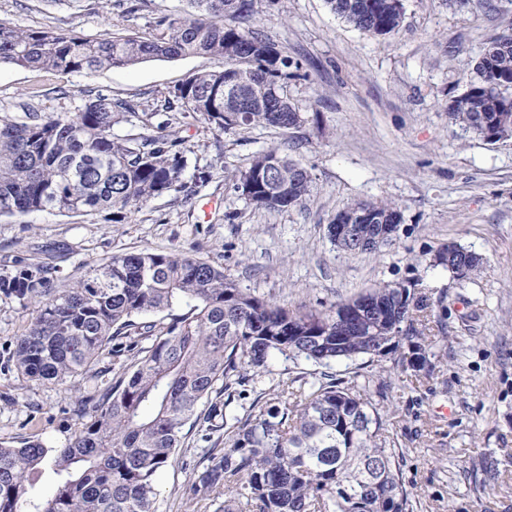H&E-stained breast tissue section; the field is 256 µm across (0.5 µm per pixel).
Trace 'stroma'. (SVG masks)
<instances>
[{"label":"stroma","mask_w":512,"mask_h":512,"mask_svg":"<svg viewBox=\"0 0 512 512\" xmlns=\"http://www.w3.org/2000/svg\"><path fill=\"white\" fill-rule=\"evenodd\" d=\"M404 0L398 31L366 34L325 0H254V25L297 62L288 91L304 117L288 130L219 132L190 120L183 135V188L151 199L125 223L97 213L56 210L0 215V266L23 260L55 267L71 282L112 256L172 252L224 270L244 291L291 309L321 312L379 285L412 281L427 296L441 341L429 349L431 378L410 382L395 352L328 368V375L376 390L394 434L411 512H512V481L480 486L478 462L512 472V139L495 143L454 124L448 103L474 76L481 50L512 32V0ZM186 0H0V19L32 30L94 39L149 35L156 19L187 10ZM224 67L198 55L150 60L91 74L45 73L0 63V113L74 112L81 90L141 102L142 116L117 134L154 133L167 120L164 95L194 74ZM277 147L311 177L307 200L258 209L234 187L252 156ZM209 179L201 183L198 172ZM391 201L402 220L390 244L349 254L327 226L356 201ZM449 244L479 255V274L454 279L437 257ZM31 307L0 297V443L37 439L60 448L74 436V408L96 385L93 372L38 384L10 353ZM319 367L282 354L266 373L235 387L231 411L246 420L279 385L313 382ZM230 444L188 429L156 478V512H219L220 499L193 498V465Z\"/></svg>","instance_id":"35a3bbf8"}]
</instances>
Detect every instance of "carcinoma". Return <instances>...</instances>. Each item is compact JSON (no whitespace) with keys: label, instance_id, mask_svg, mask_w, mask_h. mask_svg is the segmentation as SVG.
I'll return each instance as SVG.
<instances>
[{"label":"carcinoma","instance_id":"cac0c4a2","mask_svg":"<svg viewBox=\"0 0 512 512\" xmlns=\"http://www.w3.org/2000/svg\"><path fill=\"white\" fill-rule=\"evenodd\" d=\"M191 10L163 16L148 37L86 39L62 30H25L0 21V62L46 72H85L151 59L219 56L224 69L196 74L171 92L183 112L212 129H290L304 118L288 96L291 61L260 30L248 26L254 0H188ZM358 30L399 29L403 0H327ZM135 106L97 94L69 112L0 116V214L54 210L97 212L121 224L132 210L176 189L187 159L178 122L156 133L112 134ZM450 119L482 138L512 136V34L485 47L475 76L448 104ZM311 178L277 148L254 155L237 188L257 208L283 210L306 201ZM371 209L378 224H398L391 202H358L344 222ZM460 248L438 261L462 281L481 264ZM414 282L372 290L391 295L387 320L370 335L344 325L339 303L325 312L289 311L239 288L211 263L164 252L112 257L70 285L55 268L16 261L0 269V295L34 306L28 332L11 360L32 380L61 384L103 354L119 358L120 342L140 331L154 337L137 350L135 368L81 400V423L62 448L39 440L0 444V512H155V476L180 447L183 429L208 404L207 430H234L232 444L196 472L193 495L224 496L222 512H408L400 455L379 404L356 386L319 380L275 393L283 406L239 424L227 412L231 378L267 370L290 354L321 367L394 350L401 340L415 356L399 373L419 372L420 354L438 342L428 304ZM168 312L160 327L135 321ZM399 324L400 334L393 335ZM227 399H221L222 395ZM51 494L29 502L28 488L45 465Z\"/></svg>","mask_w":512,"mask_h":512}]
</instances>
